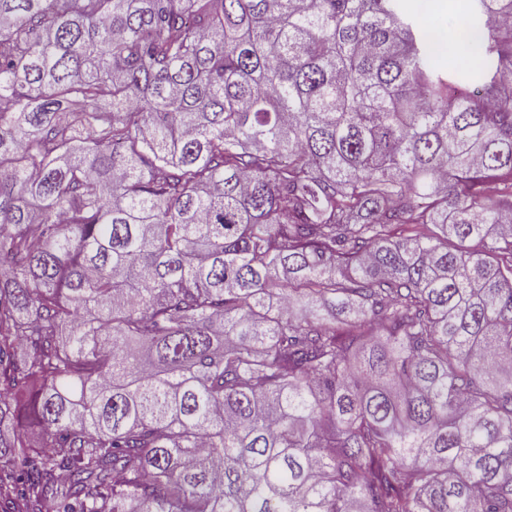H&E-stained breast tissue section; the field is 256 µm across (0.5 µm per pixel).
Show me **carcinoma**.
Instances as JSON below:
<instances>
[{
    "label": "carcinoma",
    "instance_id": "1",
    "mask_svg": "<svg viewBox=\"0 0 512 512\" xmlns=\"http://www.w3.org/2000/svg\"><path fill=\"white\" fill-rule=\"evenodd\" d=\"M0 0V512H512V0ZM424 4L419 14L420 22L426 28H437L447 33L448 43V14L461 11L469 3L466 0H420Z\"/></svg>",
    "mask_w": 512,
    "mask_h": 512
}]
</instances>
